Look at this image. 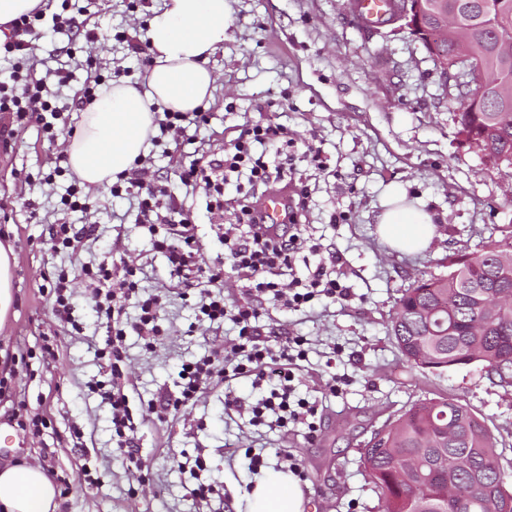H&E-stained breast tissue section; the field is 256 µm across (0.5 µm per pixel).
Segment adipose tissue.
<instances>
[{
    "label": "adipose tissue",
    "mask_w": 512,
    "mask_h": 512,
    "mask_svg": "<svg viewBox=\"0 0 512 512\" xmlns=\"http://www.w3.org/2000/svg\"><path fill=\"white\" fill-rule=\"evenodd\" d=\"M230 27L227 0H163L147 39L154 64L141 83L115 81L82 113L65 146L66 162L94 192L131 168L148 148L154 107L193 112L211 96L206 66ZM380 238L393 250H428L438 236L433 215L398 185L388 186L377 216ZM305 495L288 466L262 471L242 498L243 512H305ZM58 490L45 469L22 460L0 465V512H57Z\"/></svg>",
    "instance_id": "obj_1"
}]
</instances>
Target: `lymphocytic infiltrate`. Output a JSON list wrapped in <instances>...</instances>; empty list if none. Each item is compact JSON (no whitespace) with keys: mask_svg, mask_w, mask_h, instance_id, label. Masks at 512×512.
<instances>
[{"mask_svg":"<svg viewBox=\"0 0 512 512\" xmlns=\"http://www.w3.org/2000/svg\"><path fill=\"white\" fill-rule=\"evenodd\" d=\"M44 86L41 80L29 82L22 65L12 64L10 70L0 73V112H12L20 118L29 112L36 114L44 133L53 138L71 133L67 118L45 95ZM281 135L282 129L277 125L253 126L247 133L230 140L222 156L212 158L204 154L194 159L181 181L194 190H214L215 207L223 209L224 187L228 182L241 178L259 184L269 182L270 165L256 155L254 148L277 145ZM141 175L138 167L120 175L111 186L112 195L136 198L141 221L147 224L155 249L167 259L172 291L192 292L197 297V322L220 326L224 321H232L238 328V336L228 347L181 364L174 389L162 391L139 410H132L130 397L134 384L126 365L125 337L127 333H135L147 348H154L163 335L159 325L162 296L140 294L134 279L136 263L124 264L118 273L113 272L111 261L106 259L86 263L82 275L88 298L108 332L104 347L97 353L104 363L105 377L89 381L88 388L109 407L112 436L136 481L144 482L147 466L135 440V415L160 421L177 416L209 389L225 387L226 383L237 379H249L252 387L262 390L263 395L249 403L226 391L225 412L248 416L251 425L265 424L272 429L285 430L302 424L308 435H315L314 419L318 409L296 393L300 363L308 355L307 338L264 335L254 321L259 317L260 304L266 301L297 310L315 300H349V288L328 270L329 265L338 264V255L319 259L307 277L293 276L291 269L296 257L307 244L299 224L298 207L289 208L288 231L284 234L265 223L249 207H242L243 223L229 225L221 239L227 258L238 275L247 281L255 302L246 307L230 306L220 285L221 270L210 269L203 280H192L186 275L188 267L204 264L190 207L174 197L163 199L156 191H143ZM72 295L68 273L59 272L47 290L52 312L70 333L79 334L83 327L73 315ZM132 297L137 300L139 313L134 321L128 322L122 318L121 303Z\"/></svg>","mask_w":512,"mask_h":512,"instance_id":"1","label":"lymphocytic infiltrate"}]
</instances>
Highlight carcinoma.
<instances>
[{
    "label": "carcinoma",
    "mask_w": 512,
    "mask_h": 512,
    "mask_svg": "<svg viewBox=\"0 0 512 512\" xmlns=\"http://www.w3.org/2000/svg\"><path fill=\"white\" fill-rule=\"evenodd\" d=\"M459 27L441 50L453 55L459 32L467 34L473 59L486 81L479 111H467L470 89L454 84L458 137L473 138L485 162L512 173V0H442ZM443 278L415 281L405 289L391 332L407 363L423 360L438 370L479 363L497 385L512 387V307L492 305L498 292L512 293V235L491 240L450 260ZM360 463L382 512H512V480L500 465L497 441L470 408L455 398L425 399L372 432Z\"/></svg>",
    "instance_id": "carcinoma-1"
}]
</instances>
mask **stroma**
<instances>
[{
  "mask_svg": "<svg viewBox=\"0 0 512 512\" xmlns=\"http://www.w3.org/2000/svg\"><path fill=\"white\" fill-rule=\"evenodd\" d=\"M163 0H43L41 28L50 32L36 49L38 73L70 70L56 90L57 106L80 111L73 96L87 78L83 61L102 76L121 68L122 79L143 80L149 60L129 58L119 33L144 39ZM231 26L224 46L207 66L216 77L211 99L202 106L205 126L187 124L175 137L150 146L156 185L183 197L179 174L195 148L219 152L225 143L257 124L283 125L294 141L296 172L274 181V189L308 191L306 232L324 253L342 258L337 273L350 287L351 301L285 313L265 303L258 324L264 334L287 331L307 337L308 358L300 371V393L316 403V437L297 427L289 436L249 425L247 417L225 414L223 390H213L192 409L164 421L139 425L136 437L148 456L152 477L136 495L112 439L111 414L87 384L102 374L95 351L106 332L88 298L74 297V315L83 324L68 335L54 321L44 288L45 275L65 267L80 276L89 261L112 255L136 260L142 285L155 290L167 280L164 257L154 252L134 199L102 188L87 212L61 210L57 192L42 183L65 163V136H43L34 118L0 119V242L13 247L14 312L0 326V425L8 426L9 448L0 458L39 460L56 452L49 474L55 483L73 478L90 461L96 480L75 484L60 497L59 512H238L254 481L246 449L262 450L267 465H281L291 453L306 479V512H379V501L359 462V449L374 429L425 398L452 397L481 418L498 442L503 466H512V391L492 383L481 365L445 371L410 367L391 334L390 320L403 290L415 279L442 275L448 258L475 251L512 234V178L485 164L460 144L450 95L420 41L409 32L359 27L345 0H229ZM74 17L98 40L87 43L72 31L52 32L57 14ZM317 150L322 165L310 161ZM402 186L430 211L438 236L422 253L390 249L377 235L380 197L389 184ZM343 221H336V214ZM95 225L78 248L51 251L53 224ZM192 301L170 296L160 312L169 334L149 352L135 334L125 350L136 384V401L148 402L172 388L176 364L229 345L232 322L220 328L194 325ZM50 339L55 354L40 346ZM30 350L28 366L9 356ZM344 379L341 391L326 388ZM24 401L25 418L45 419L41 437L18 426L14 413ZM203 451L209 477L224 497L194 503L186 488L193 480L179 467L184 455Z\"/></svg>",
  "mask_w": 512,
  "mask_h": 512,
  "instance_id": "35a3bbf8",
  "label": "stroma"
}]
</instances>
